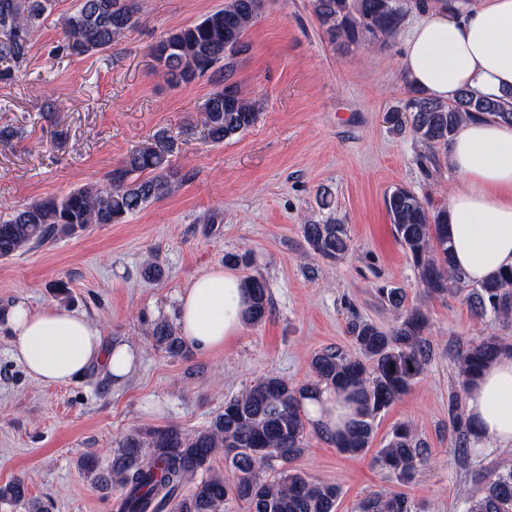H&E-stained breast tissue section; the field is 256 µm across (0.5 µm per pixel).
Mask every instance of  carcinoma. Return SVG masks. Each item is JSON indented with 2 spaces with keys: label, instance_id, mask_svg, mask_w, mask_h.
<instances>
[{
  "label": "carcinoma",
  "instance_id": "carcinoma-1",
  "mask_svg": "<svg viewBox=\"0 0 512 512\" xmlns=\"http://www.w3.org/2000/svg\"><path fill=\"white\" fill-rule=\"evenodd\" d=\"M55 0H0V62L20 66L32 49V34L53 10ZM312 11L332 42L381 41L400 30L409 9L423 8L426 0H311ZM264 0H230L192 25L174 30L159 41L153 56L163 74L175 83H187L209 72H224V87L203 102L206 135L221 143L257 122L258 109L233 81L236 56L244 51V35L262 13ZM144 22L140 0H78L64 18V39L57 52L78 56L112 48L126 31ZM512 121V92L490 97L465 89L452 102L429 98L409 89L404 106L386 114L390 128L408 131L423 146L417 163L430 177L440 166L439 151L448 150L460 124L466 120ZM151 176L139 179L137 172ZM181 179L169 166L166 150L140 148L112 170L109 184L87 183L60 198L34 201L0 221V260H9L57 236H68L92 224H120L148 204L166 198ZM385 205L393 233L417 271L430 297L459 295L479 317L512 318V269L467 288L451 266L448 249L447 207L434 208L403 187L392 190ZM309 250L336 258L350 248L342 224H304ZM249 304L245 321L262 323L269 312L265 281L244 279ZM380 299L398 314V324L385 331L353 317L348 321L355 353L326 349L311 362L315 381L296 387L267 376L224 402L209 425L193 435L168 426L146 436L133 432L118 443L111 469L96 474L94 461H83L87 474L100 484L121 488V512H225L237 499L249 512H336L339 486L314 480L292 468L306 449L308 421L300 400L322 387L331 388L355 409L356 419L331 444L347 456L372 447L374 422L406 395L424 374L433 349L425 336L426 313L404 306L399 288L382 286ZM151 336L172 357L184 352V342L173 325L154 323ZM512 344L486 337L456 350L457 384L448 394V420L462 461L471 457V439L477 436L463 410L464 395L483 369ZM224 454L235 473L232 484L221 474L201 480L188 497H179L187 480L208 468L212 458ZM431 457L428 445L404 422L395 424L386 444L377 450L376 465L398 484L411 483ZM24 483L0 486V501L22 502ZM401 492L364 497L355 512H417ZM466 512H512V467L488 477L482 495L470 501Z\"/></svg>",
  "mask_w": 512,
  "mask_h": 512
}]
</instances>
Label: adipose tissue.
I'll return each instance as SVG.
<instances>
[{
    "instance_id": "ef3b65f1",
    "label": "adipose tissue",
    "mask_w": 512,
    "mask_h": 512,
    "mask_svg": "<svg viewBox=\"0 0 512 512\" xmlns=\"http://www.w3.org/2000/svg\"><path fill=\"white\" fill-rule=\"evenodd\" d=\"M403 65L414 86L444 102L467 87L488 96L512 90V0H461L453 11L428 5L408 35ZM448 166L457 177L447 205L452 264L465 281L479 284L512 267V122L463 124L448 147ZM246 308L238 275L220 267L199 275L178 296L186 346L223 347L243 330ZM6 326L12 357L43 383H67L94 367L123 379L134 367L129 344L106 345L86 316L63 308L36 310L20 300ZM465 406L479 434L471 443L476 454L512 447V353L487 366ZM301 407L328 439L353 416L326 387Z\"/></svg>"
}]
</instances>
